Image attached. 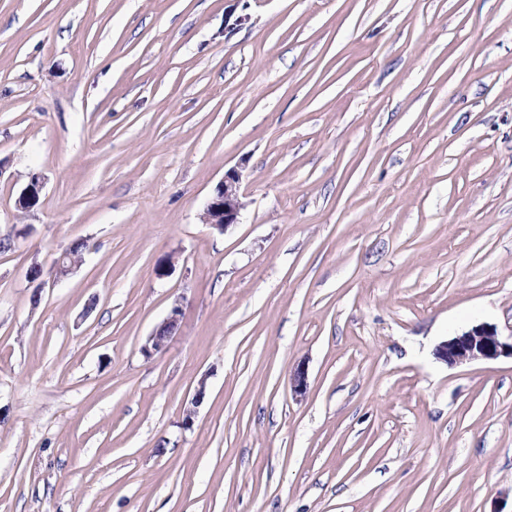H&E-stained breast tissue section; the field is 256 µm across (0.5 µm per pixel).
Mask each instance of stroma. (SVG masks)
<instances>
[{"instance_id":"35a3bbf8","label":"stroma","mask_w":512,"mask_h":512,"mask_svg":"<svg viewBox=\"0 0 512 512\" xmlns=\"http://www.w3.org/2000/svg\"><path fill=\"white\" fill-rule=\"evenodd\" d=\"M5 236L0 512H512V0H0ZM241 184L242 174L238 169L230 168L224 172V178L217 184L204 206L203 224H209L222 233L239 224L244 206ZM181 316L182 307L180 301L177 300L171 306L167 316L161 323L155 326L151 334L147 337L142 346L144 356L149 358L167 348L174 330L179 326ZM510 341L501 335L496 326L477 324L450 336L436 350L439 359L456 367L475 361L512 359V334Z\"/></svg>"}]
</instances>
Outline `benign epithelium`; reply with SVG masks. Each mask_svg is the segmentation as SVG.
<instances>
[{
  "label": "benign epithelium",
  "mask_w": 512,
  "mask_h": 512,
  "mask_svg": "<svg viewBox=\"0 0 512 512\" xmlns=\"http://www.w3.org/2000/svg\"><path fill=\"white\" fill-rule=\"evenodd\" d=\"M242 174L236 168L224 172V178L217 184L208 198L202 213V221L221 233L239 223L243 209L241 191ZM42 177L32 173L25 188L17 196L15 204L21 209L29 203L42 188ZM182 316L180 301H175L167 316L155 326L142 346V353L151 357L164 351ZM439 359L451 367L470 364L475 361H492L499 358L512 359V340L501 335L496 326L477 324L457 333L440 344L436 350ZM206 391L205 380L198 382L192 398L184 405L182 424L189 427L193 423L196 409Z\"/></svg>",
  "instance_id": "obj_1"
}]
</instances>
